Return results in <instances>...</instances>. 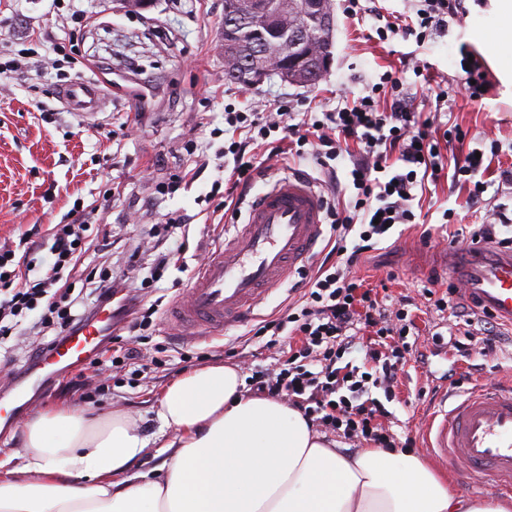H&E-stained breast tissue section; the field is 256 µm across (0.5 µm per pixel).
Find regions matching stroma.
Returning a JSON list of instances; mask_svg holds the SVG:
<instances>
[{
  "mask_svg": "<svg viewBox=\"0 0 512 512\" xmlns=\"http://www.w3.org/2000/svg\"><path fill=\"white\" fill-rule=\"evenodd\" d=\"M334 3V63L322 81L298 87L275 77L246 88L224 79V0H153L137 12L118 0H84L82 8L90 19L79 23L69 18V0H0V47L43 35L53 41L39 50L48 64L0 86V242L17 240L33 224L77 220L110 225L119 249L128 250L144 238L147 226L180 211L191 218L190 246L215 250L224 243L223 227L230 218L205 209L199 198L221 178L216 166H208L174 196L155 197L157 184L185 166L182 142L194 139L215 154L224 141L212 138L211 132L223 127L225 106L245 110L263 105L272 112L287 101L298 112L331 110L343 99L364 95L405 58L427 65L447 88L448 102L440 106L422 78L410 70L404 74L418 111H440L442 122L466 131L454 155L497 148L482 173L491 183L501 168L512 165V88L493 71L490 91L481 102L468 103L457 92L461 53L476 49L468 21L451 23L447 32L422 44L398 35L382 43L373 36L370 8H379L393 22L410 14L408 0H360L363 12L354 17L345 12L344 0ZM75 79L93 80L103 90L104 104L95 117L79 116L58 100V88ZM447 210L452 213L448 223L443 220ZM497 210L512 218V188L491 186L472 202L466 189L439 183L423 193L414 209L415 223L394 226L359 270L373 285L388 279L394 299H415L410 311L425 364L403 379L396 400L387 405L398 440L418 434L433 404L431 395L419 393L427 380H439L451 370L460 377L469 373L447 341L433 339L434 334H447L455 319L427 308L420 295L427 277L419 268L430 251L448 247L458 231H472ZM427 230L432 233L428 241L423 238ZM188 286L186 274L167 270L153 292L161 300L153 316L154 331L139 344L142 370L128 366L112 373L108 394L92 405L104 415L124 411L134 418L149 442L137 461L144 471L157 464L159 447L171 437L162 431L157 410L172 380L216 361L237 366L244 377L254 366L273 369L278 364L272 349L235 354V347L249 337L245 325L217 338L174 336L168 328L169 310L176 298L186 296ZM78 403L64 382H55L15 420L9 433L0 435V449L24 454L28 420L47 409Z\"/></svg>",
  "mask_w": 512,
  "mask_h": 512,
  "instance_id": "obj_1",
  "label": "stroma"
}]
</instances>
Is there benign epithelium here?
<instances>
[{
  "label": "benign epithelium",
  "mask_w": 512,
  "mask_h": 512,
  "mask_svg": "<svg viewBox=\"0 0 512 512\" xmlns=\"http://www.w3.org/2000/svg\"><path fill=\"white\" fill-rule=\"evenodd\" d=\"M334 10V0H242L236 11L227 13L224 32L247 18L260 41L247 59L224 47V69L247 73L250 86L271 72L292 85H305L308 70L315 67L325 74L332 66Z\"/></svg>",
  "instance_id": "benign-epithelium-1"
}]
</instances>
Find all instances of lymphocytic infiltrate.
Segmentation results:
<instances>
[{
  "label": "lymphocytic infiltrate",
  "instance_id": "1",
  "mask_svg": "<svg viewBox=\"0 0 512 512\" xmlns=\"http://www.w3.org/2000/svg\"><path fill=\"white\" fill-rule=\"evenodd\" d=\"M412 10L415 19L410 23L377 27L379 41L399 34L424 43L429 35L447 30L466 7L465 0H416ZM224 122L230 143L221 155L230 158L232 167L228 178L212 188L222 191L228 202L242 200L260 173L263 160L256 145L273 132H282L296 155H309L325 170L340 155L357 152L351 171L354 199L342 206L325 205L336 241L334 254L316 270H302L303 293L255 329L254 338L279 347L281 356L277 371L255 368L247 384L254 394L288 399L308 422L344 439L370 448L397 447L395 433L385 424L390 412L373 391L392 393L417 346L408 340L407 310L390 311L388 292L367 287L352 270L395 225L415 222V189L440 180L445 169H452L453 183L467 187L469 199L479 200L489 187L478 177L482 160L470 151L461 160L449 161L444 144L463 141L464 133L415 111L395 71L383 73L370 94L319 117L308 112L296 116L284 102L273 112L231 111ZM189 231L188 215L165 214L148 232L155 246L148 277L127 281L112 272L115 242L106 225L93 230L84 223L32 225L17 244L0 245V342L34 311L40 314L41 332L61 338L81 329L105 303L117 304L119 312L128 314L126 331L144 329L158 311L157 304L148 301L152 287L169 267L189 269ZM91 251L104 262L96 274L83 270ZM79 285L89 289V296L76 294ZM422 295L437 311H449L456 318L450 343L460 356L484 357L495 351V318L468 312L458 288L441 292L430 286ZM391 313L396 323H389ZM360 349L365 352L363 365L346 360V353ZM139 357L138 348L125 343L121 334L103 336L90 375L75 384V391L91 399L108 366L131 364Z\"/></svg>",
  "mask_w": 512,
  "mask_h": 512
}]
</instances>
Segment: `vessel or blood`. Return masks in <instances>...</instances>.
I'll return each instance as SVG.
<instances>
[{
	"label": "vessel or blood",
	"mask_w": 512,
	"mask_h": 512,
	"mask_svg": "<svg viewBox=\"0 0 512 512\" xmlns=\"http://www.w3.org/2000/svg\"><path fill=\"white\" fill-rule=\"evenodd\" d=\"M60 101L82 116L102 105L95 82L64 86ZM322 194L299 176L273 178L270 189L252 203L244 223L225 234L191 282L184 298L173 304L171 325L185 337L213 336L244 323L271 287L284 283L313 257L324 234ZM441 263L461 282L477 309L512 325V251L488 242L448 247ZM103 313L91 325L62 342L45 345L14 387L44 384L52 366L76 363L96 350ZM423 447L466 479H479L493 490L512 488V382L483 383L440 402L421 433Z\"/></svg>",
	"instance_id": "b4317fda"
}]
</instances>
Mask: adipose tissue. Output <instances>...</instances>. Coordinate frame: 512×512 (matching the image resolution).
<instances>
[{
  "instance_id": "obj_1",
  "label": "adipose tissue",
  "mask_w": 512,
  "mask_h": 512,
  "mask_svg": "<svg viewBox=\"0 0 512 512\" xmlns=\"http://www.w3.org/2000/svg\"><path fill=\"white\" fill-rule=\"evenodd\" d=\"M492 31L471 39L512 79V0H491ZM158 418L171 438L154 469L132 417L73 408L25 426L22 459L0 456V512H512L467 500L418 457L329 447L297 409L251 397L236 366L210 363L171 381Z\"/></svg>"
}]
</instances>
